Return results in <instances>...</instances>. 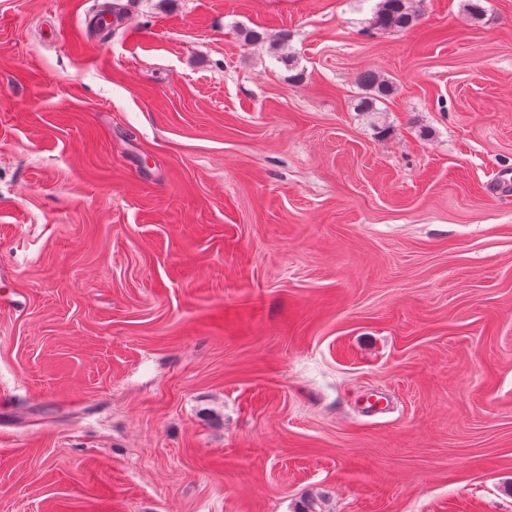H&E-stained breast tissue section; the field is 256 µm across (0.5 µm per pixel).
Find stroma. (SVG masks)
I'll use <instances>...</instances> for the list:
<instances>
[{
	"mask_svg": "<svg viewBox=\"0 0 512 512\" xmlns=\"http://www.w3.org/2000/svg\"><path fill=\"white\" fill-rule=\"evenodd\" d=\"M122 2L0 0V512H512V0ZM413 0H381L374 23L383 31L405 29L413 26L418 13L413 9ZM360 85L368 90H372L375 93V98L363 99L360 101L359 110L360 112H372L373 100L377 98H385L391 94L392 85L389 80L377 75L374 72H364L359 78Z\"/></svg>",
	"mask_w": 512,
	"mask_h": 512,
	"instance_id": "obj_1",
	"label": "stroma"
}]
</instances>
